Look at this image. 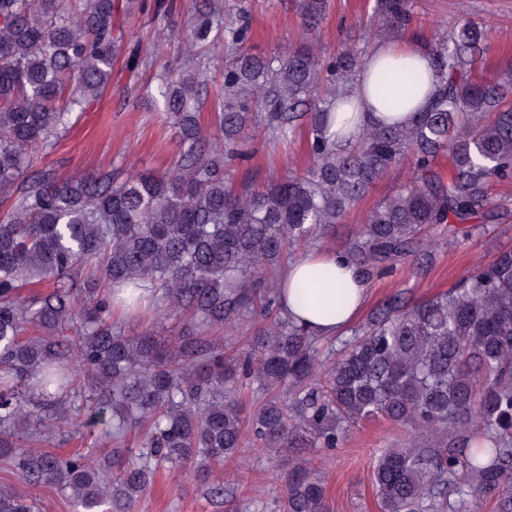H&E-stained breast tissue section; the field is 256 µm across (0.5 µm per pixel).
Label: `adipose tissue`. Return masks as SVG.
Wrapping results in <instances>:
<instances>
[{"label": "adipose tissue", "mask_w": 512, "mask_h": 512, "mask_svg": "<svg viewBox=\"0 0 512 512\" xmlns=\"http://www.w3.org/2000/svg\"><path fill=\"white\" fill-rule=\"evenodd\" d=\"M428 67L426 51L412 43L378 47L366 59L347 102L337 106L332 130L343 136L354 125L372 123L388 115L402 121L423 109L428 103L430 85L425 83L410 90L404 81L408 71L424 73ZM382 68L391 74L392 84L380 96L374 91L373 76ZM314 270L327 275L326 286L319 291L306 285L309 273ZM284 281V313L318 336H336L346 330L364 308L369 295L366 282L351 261L334 250H312L295 259Z\"/></svg>", "instance_id": "ef3b65f1"}]
</instances>
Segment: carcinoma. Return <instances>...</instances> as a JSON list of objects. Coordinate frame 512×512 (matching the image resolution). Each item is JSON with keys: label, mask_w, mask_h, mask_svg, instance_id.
Masks as SVG:
<instances>
[{"label": "carcinoma", "mask_w": 512, "mask_h": 512, "mask_svg": "<svg viewBox=\"0 0 512 512\" xmlns=\"http://www.w3.org/2000/svg\"><path fill=\"white\" fill-rule=\"evenodd\" d=\"M129 0H0V459L29 485L70 492L79 512H127L157 467L189 466L214 497L215 466L247 445L288 454L283 512H330L307 466L312 448H336L349 428L381 417L411 436L380 450L372 471L381 512H470L483 501L512 512V249L447 292L421 302L388 298L337 351L282 315L276 282L259 272L286 249L333 236L336 224L396 164L411 174L373 207L342 247L366 281L427 242L458 240L466 225L501 218L490 187L512 176V71L476 65L485 41L473 20L429 49L434 90L407 122L366 125L342 149L326 134L336 100L363 58L325 61L310 40L265 58L251 29L215 6L198 15L189 47L224 44L222 89L189 53L146 87L173 130L170 167L121 180L110 171L66 180L35 156L50 152L101 99L122 51L119 16ZM328 0H299L308 26ZM412 0H376L387 27L412 21ZM326 73L334 86L320 91ZM210 106L209 124L202 112ZM306 126L310 165L260 188L236 187L231 167L260 128L288 142ZM450 158V173L437 166ZM81 286L65 280L86 264ZM28 284L48 291L19 296ZM143 289L183 321L128 336L114 321L113 290ZM262 316L242 356L211 335ZM269 397L249 416L231 400L237 381ZM120 447L141 451L98 462L21 443L40 426L75 425L69 401ZM0 512H34L0 490Z\"/></svg>", "instance_id": "1"}]
</instances>
